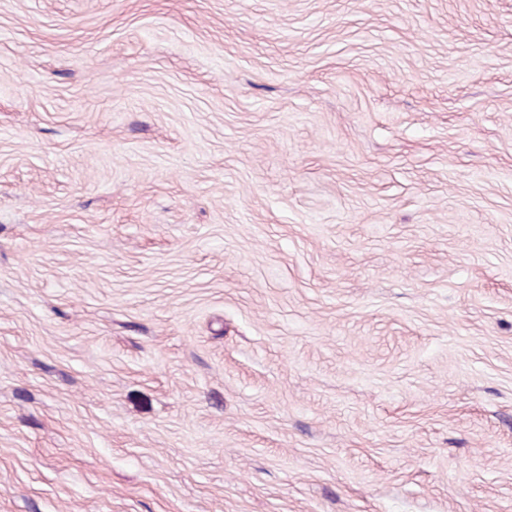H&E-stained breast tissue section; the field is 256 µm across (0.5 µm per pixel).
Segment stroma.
Segmentation results:
<instances>
[{"mask_svg":"<svg viewBox=\"0 0 512 512\" xmlns=\"http://www.w3.org/2000/svg\"><path fill=\"white\" fill-rule=\"evenodd\" d=\"M0 512H512V0H0Z\"/></svg>","mask_w":512,"mask_h":512,"instance_id":"stroma-1","label":"stroma"}]
</instances>
